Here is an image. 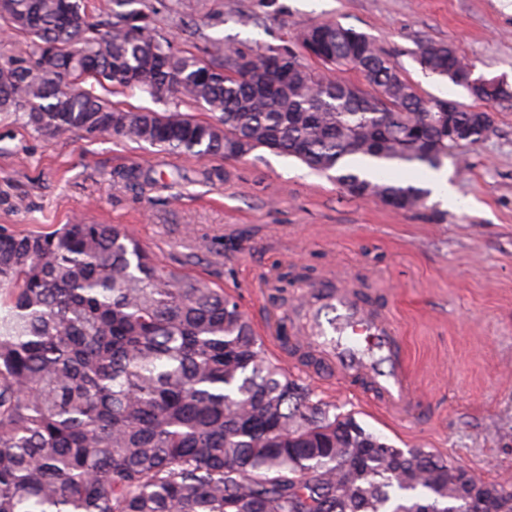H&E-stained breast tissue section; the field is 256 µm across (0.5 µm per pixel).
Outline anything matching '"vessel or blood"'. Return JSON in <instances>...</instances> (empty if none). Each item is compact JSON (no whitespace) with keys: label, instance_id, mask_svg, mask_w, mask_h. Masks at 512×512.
I'll use <instances>...</instances> for the list:
<instances>
[{"label":"vessel or blood","instance_id":"b4317fda","mask_svg":"<svg viewBox=\"0 0 512 512\" xmlns=\"http://www.w3.org/2000/svg\"><path fill=\"white\" fill-rule=\"evenodd\" d=\"M288 331L272 318L261 320L264 341L290 368L302 355L313 357L322 373L358 381L364 392L399 414L412 404L408 358L399 329L367 293L323 282L302 290L291 309Z\"/></svg>","mask_w":512,"mask_h":512}]
</instances>
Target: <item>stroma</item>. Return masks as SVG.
I'll use <instances>...</instances> for the list:
<instances>
[{
    "label": "stroma",
    "mask_w": 512,
    "mask_h": 512,
    "mask_svg": "<svg viewBox=\"0 0 512 512\" xmlns=\"http://www.w3.org/2000/svg\"><path fill=\"white\" fill-rule=\"evenodd\" d=\"M177 51L214 49L249 59L268 50L301 54L311 25L338 23L367 35L425 98L473 108L467 89L423 71L419 45H453L475 77L512 84V0H148ZM127 110L201 106L142 91L113 93ZM446 162L467 201L450 210L425 201L401 211L347 196L335 178L265 148L241 159L174 155L143 142L78 132L38 134L22 113L0 112V227L49 232L82 220L121 224L161 264L205 277L233 295L250 322L290 316L296 286L325 276L375 295L405 339L418 403L402 419L377 410L348 383L289 376L335 412L353 415L398 448H423L486 483H512V102L493 125ZM138 167L153 188L118 171ZM281 273L292 287L270 295Z\"/></svg>",
    "instance_id": "35a3bbf8"
}]
</instances>
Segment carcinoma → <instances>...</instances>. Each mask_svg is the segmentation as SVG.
<instances>
[{
    "label": "carcinoma",
    "instance_id": "cac0c4a2",
    "mask_svg": "<svg viewBox=\"0 0 512 512\" xmlns=\"http://www.w3.org/2000/svg\"><path fill=\"white\" fill-rule=\"evenodd\" d=\"M7 0L24 52L0 57V112L34 131L133 138L177 154L264 147L336 172L344 193L401 211L428 191L378 172L443 167L448 124L477 143L512 86L473 83L448 44L416 62L485 105L448 112L400 77L368 36L338 24L301 46L364 89L270 50L224 66L173 49L145 0ZM192 101L212 113L120 109L94 86ZM512 512V484L473 481L313 399L263 350L238 302L162 266L120 224L50 233L0 227V512Z\"/></svg>",
    "mask_w": 512,
    "mask_h": 512
}]
</instances>
